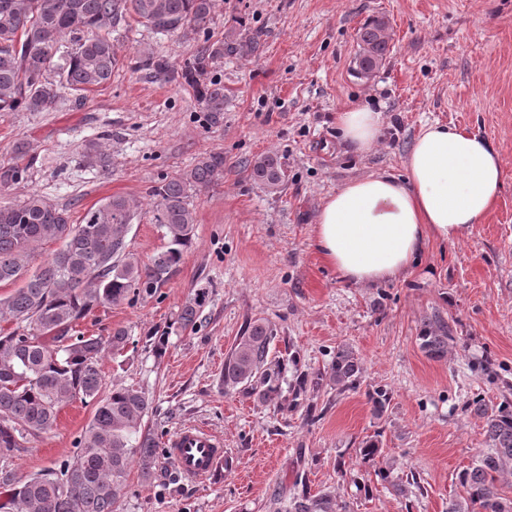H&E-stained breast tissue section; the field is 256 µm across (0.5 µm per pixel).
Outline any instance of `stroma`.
<instances>
[{
  "label": "stroma",
  "mask_w": 512,
  "mask_h": 512,
  "mask_svg": "<svg viewBox=\"0 0 512 512\" xmlns=\"http://www.w3.org/2000/svg\"><path fill=\"white\" fill-rule=\"evenodd\" d=\"M389 22L391 53L369 79L352 61L356 33L369 19ZM257 35L254 52L214 61L206 78L224 87V117L209 123L192 90L156 77L150 58L179 65L201 41L158 34L135 17L110 29L120 61L109 84L64 93L50 112H0V167L27 146L23 180L0 187V204L29 194L67 209L80 223L105 198L138 204L128 240L148 261L164 244L151 217L152 186L178 177L212 152L224 175L189 193L196 214L192 244L170 278L149 296L97 308L78 323L88 336L128 331L122 354H105V384L132 385L152 401L146 419L171 435L197 425L224 440L232 468L223 476L181 478L169 491L131 470L122 512H276L297 478L312 492L339 496L347 512H447L458 473L487 448L486 420L470 406L512 401V0H216L210 41L230 30ZM370 104L383 114L371 151L341 142L336 114ZM440 121L489 138L504 186L486 220L457 243L428 241L410 270L367 288L344 283L313 244L324 199L348 180L376 171L402 173L424 123ZM102 143L110 172L84 158L85 141ZM262 154L285 162L288 180L271 194L248 177ZM195 326L178 322L196 294ZM442 316L455 342L442 359L418 335ZM264 319L273 356L295 352L304 372L325 371L338 346L363 368L359 387L308 391L321 415L307 421L283 391L274 401L244 388L225 391L224 360L246 323ZM167 336L164 356L150 339ZM388 390L375 413L368 393ZM74 401L50 432L29 439L12 459L19 475L70 458L93 416ZM379 436L395 472H416L422 491L396 497L362 463L360 443ZM366 484L370 493L359 492Z\"/></svg>",
  "instance_id": "obj_1"
}]
</instances>
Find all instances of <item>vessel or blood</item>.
Listing matches in <instances>:
<instances>
[{
    "instance_id": "b4317fda",
    "label": "vessel or blood",
    "mask_w": 512,
    "mask_h": 512,
    "mask_svg": "<svg viewBox=\"0 0 512 512\" xmlns=\"http://www.w3.org/2000/svg\"><path fill=\"white\" fill-rule=\"evenodd\" d=\"M165 446L174 466L192 479L215 476L224 465L222 439L195 425L180 427L166 440Z\"/></svg>"
}]
</instances>
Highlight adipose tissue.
<instances>
[{"label":"adipose tissue","instance_id":"adipose-tissue-1","mask_svg":"<svg viewBox=\"0 0 512 512\" xmlns=\"http://www.w3.org/2000/svg\"><path fill=\"white\" fill-rule=\"evenodd\" d=\"M336 128L344 143L364 153L380 138L381 114L345 108L336 114ZM502 189V160L488 138L430 122L414 140L402 175L373 172L325 199L313 244L342 281L367 287L406 273L428 239H466Z\"/></svg>","mask_w":512,"mask_h":512}]
</instances>
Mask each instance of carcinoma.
Returning <instances> with one entry per match:
<instances>
[{"mask_svg": "<svg viewBox=\"0 0 512 512\" xmlns=\"http://www.w3.org/2000/svg\"><path fill=\"white\" fill-rule=\"evenodd\" d=\"M215 0H0V112L25 109L50 112L62 91H87L112 79L119 60L103 30L118 25L129 14L163 34L205 33ZM388 21L373 18L358 31L354 71L369 79L390 54ZM69 45H64L65 39ZM257 42L240 33L202 47L181 69L210 120L224 117V87L202 80L214 59L244 55ZM83 156L109 171L110 158L94 141L84 144ZM27 168L19 164L0 168V186L20 181ZM224 173V154L203 156L190 172L164 180L151 190L153 219L166 240L148 262L129 250L128 236L135 218L131 201L113 195L73 224L66 210L38 194L0 205V284L22 285L0 299V314L21 323L0 333V489L5 491L0 512H119L121 493L132 465L145 483L158 480L159 435L145 428L151 410L144 391L113 386L102 394L100 361L107 351L118 353L129 344L127 330L107 336H86L75 323L95 309L129 296L150 295L180 264L194 236L196 216L188 202L189 190L208 187ZM249 178L269 193L287 181L285 162L276 155H261L249 165ZM60 243L51 258L29 270L34 250ZM199 300L184 305L178 320L193 326ZM274 329L256 319L244 329L224 361V388L244 385L265 398L281 393L287 366L297 357L270 358ZM421 349L432 358H444L455 342L441 317L424 324ZM361 367L349 347H339L330 372L298 374L293 397L328 382L339 391L357 387ZM80 400L93 403L91 421L75 443L72 458L22 478L9 460L23 449L27 437H37L54 426L62 406ZM474 411L486 418L488 448L458 475L462 493L449 499L448 512H512V498L504 497L498 483L512 473V402L490 407L472 401ZM363 463L383 457L378 439L359 446ZM375 475L398 497L419 485L415 474L392 476L387 465ZM301 490L279 502L278 512H337L330 492L311 494L307 481Z\"/></svg>", "mask_w": 512, "mask_h": 512, "instance_id": "1", "label": "carcinoma"}]
</instances>
